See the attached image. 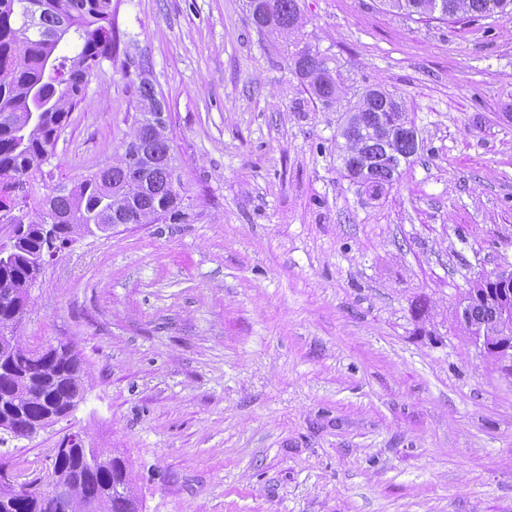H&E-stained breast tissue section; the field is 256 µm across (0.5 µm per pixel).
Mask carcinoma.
<instances>
[{"instance_id":"cac0c4a2","label":"carcinoma","mask_w":512,"mask_h":512,"mask_svg":"<svg viewBox=\"0 0 512 512\" xmlns=\"http://www.w3.org/2000/svg\"><path fill=\"white\" fill-rule=\"evenodd\" d=\"M381 5L409 17L512 19V0H381ZM252 21L261 31L284 36L303 25L298 0H258ZM111 53L112 0H0V215L23 226L15 241L0 244L1 251H10L8 259H0V331L15 321L16 310L5 297L13 292L28 300L38 260L54 257L81 235L107 231L105 225L117 220L183 224L189 217V205L174 188L175 157L166 127L152 122L161 100L147 81L138 87L141 110L120 158L71 186L57 184L53 196L29 207L37 178L52 176L43 166L50 164L89 77ZM292 63L320 102L330 105L345 92L340 73L308 49L295 52ZM413 125L396 95L364 90L340 125L346 176L371 197L381 196L398 178L401 163L417 153L418 142L404 131ZM46 224L56 225L50 235ZM470 313L473 321L488 324L495 305L475 300ZM6 347L11 353L0 366V397L14 394L26 375L36 381V390L19 398L14 431L21 438L34 422L73 408L81 391V359L68 343L37 352L15 336ZM97 453L110 457L109 464H93ZM53 472L75 479L71 496L21 492L4 512H82L86 503L102 512H126L123 489L132 478L123 458L102 448L75 447L54 456Z\"/></svg>"}]
</instances>
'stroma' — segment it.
Returning a JSON list of instances; mask_svg holds the SVG:
<instances>
[{"instance_id":"obj_1","label":"stroma","mask_w":512,"mask_h":512,"mask_svg":"<svg viewBox=\"0 0 512 512\" xmlns=\"http://www.w3.org/2000/svg\"><path fill=\"white\" fill-rule=\"evenodd\" d=\"M114 45L51 160L118 159L148 79L166 103L184 224H123L45 264L19 329L75 345L82 397L0 444L47 482L70 434L127 460L142 512H512V379L466 332L470 288L512 263V20L300 0H112ZM309 49L347 93L311 99ZM367 87L419 149L373 199L336 133ZM258 1L252 21L259 30H271L288 36L299 32L303 22L298 0ZM259 13V14H258ZM258 14V15H257Z\"/></svg>"}]
</instances>
